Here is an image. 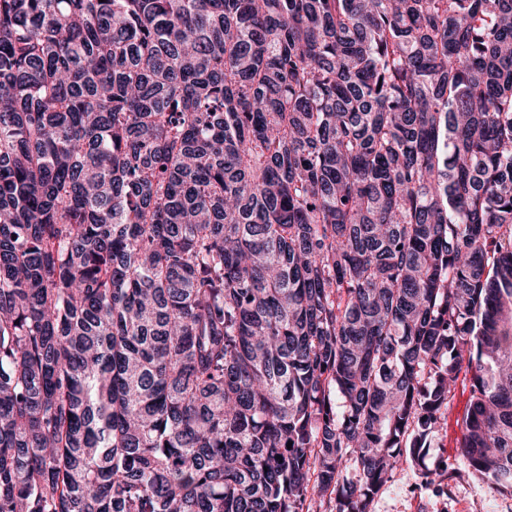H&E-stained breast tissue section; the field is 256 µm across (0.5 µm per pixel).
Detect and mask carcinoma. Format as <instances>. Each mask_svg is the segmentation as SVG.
I'll list each match as a JSON object with an SVG mask.
<instances>
[{"mask_svg": "<svg viewBox=\"0 0 512 512\" xmlns=\"http://www.w3.org/2000/svg\"><path fill=\"white\" fill-rule=\"evenodd\" d=\"M459 385L512 495V0H0V512H369Z\"/></svg>", "mask_w": 512, "mask_h": 512, "instance_id": "1", "label": "carcinoma"}]
</instances>
